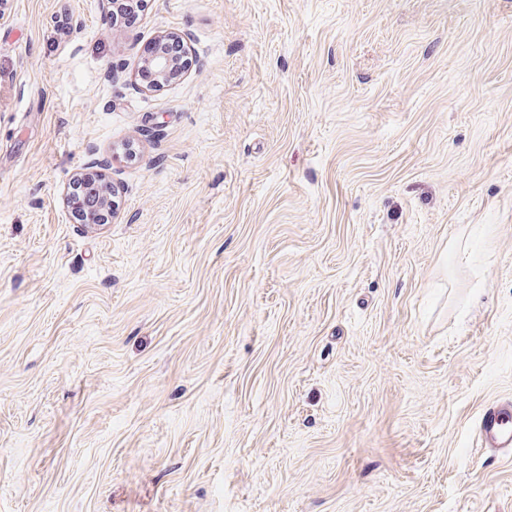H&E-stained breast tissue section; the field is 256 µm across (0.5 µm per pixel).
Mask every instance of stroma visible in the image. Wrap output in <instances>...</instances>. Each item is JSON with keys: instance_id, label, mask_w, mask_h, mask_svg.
Masks as SVG:
<instances>
[{"instance_id": "35a3bbf8", "label": "stroma", "mask_w": 512, "mask_h": 512, "mask_svg": "<svg viewBox=\"0 0 512 512\" xmlns=\"http://www.w3.org/2000/svg\"><path fill=\"white\" fill-rule=\"evenodd\" d=\"M507 398L512 0H0V512H512ZM143 63L156 77L155 82L151 84L153 89L164 87L165 84L177 79L182 74L176 59L163 52L147 56ZM97 184L87 188V194L95 196V211L90 213V224H86L91 231L99 230V227L111 213V196L114 194L113 183L110 177L104 173ZM108 220V219H107ZM477 429L482 448L512 450V402L488 405L479 416Z\"/></svg>"}]
</instances>
